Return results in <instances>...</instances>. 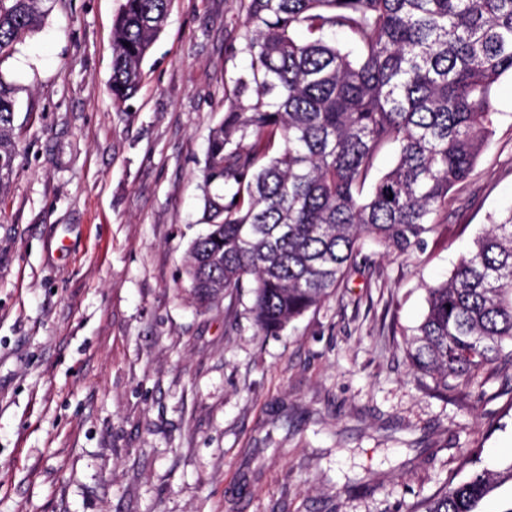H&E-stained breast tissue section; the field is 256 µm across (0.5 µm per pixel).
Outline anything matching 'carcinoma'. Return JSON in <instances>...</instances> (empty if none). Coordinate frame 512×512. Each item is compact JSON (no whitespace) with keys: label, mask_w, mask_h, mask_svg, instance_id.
I'll return each mask as SVG.
<instances>
[{"label":"carcinoma","mask_w":512,"mask_h":512,"mask_svg":"<svg viewBox=\"0 0 512 512\" xmlns=\"http://www.w3.org/2000/svg\"><path fill=\"white\" fill-rule=\"evenodd\" d=\"M52 0H0V64L40 31ZM172 0H125L112 27V100L137 93ZM249 70L224 91L202 169L206 232L186 274L199 306L251 283L257 326L277 335L341 287L372 243L406 254L471 173L512 73V0H240ZM346 34L350 49L333 35ZM16 88L0 77V199L18 157ZM252 144L245 145L246 140ZM394 165L371 186L377 153ZM415 371L445 391L512 361V210L427 288ZM512 463L475 467L426 512H477Z\"/></svg>","instance_id":"cac0c4a2"}]
</instances>
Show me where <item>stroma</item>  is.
Returning a JSON list of instances; mask_svg holds the SVG:
<instances>
[{
    "label": "stroma",
    "mask_w": 512,
    "mask_h": 512,
    "mask_svg": "<svg viewBox=\"0 0 512 512\" xmlns=\"http://www.w3.org/2000/svg\"><path fill=\"white\" fill-rule=\"evenodd\" d=\"M124 0H54L0 63L19 157L0 200V512H421L461 462H512V362L441 393L406 342L427 288L512 208V76L438 229L369 263L277 336L249 288L199 308L185 274L239 0H173L127 106Z\"/></svg>",
    "instance_id": "1"
}]
</instances>
